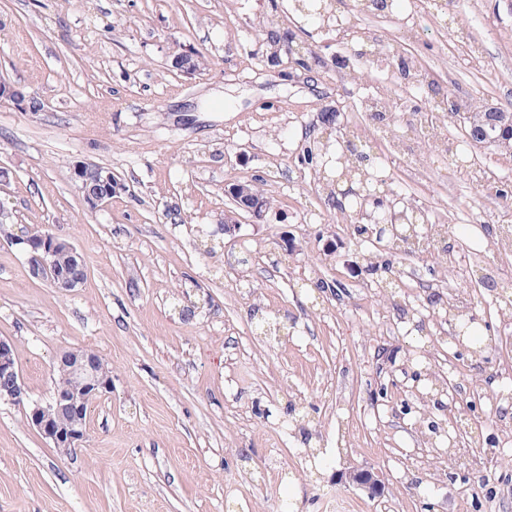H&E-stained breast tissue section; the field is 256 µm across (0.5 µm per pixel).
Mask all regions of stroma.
Here are the masks:
<instances>
[{"instance_id": "1", "label": "stroma", "mask_w": 512, "mask_h": 512, "mask_svg": "<svg viewBox=\"0 0 512 512\" xmlns=\"http://www.w3.org/2000/svg\"><path fill=\"white\" fill-rule=\"evenodd\" d=\"M334 2L415 56L434 93L299 23L291 0H0V75L45 104L0 102V339L33 402L49 399L63 351L94 349L112 375L68 456L0 402V512H324L333 494L355 512H512V446L495 443L507 420L487 401L512 373L495 305L512 298V269L495 273L512 153L468 144L453 118L447 152L410 134L374 147L394 191L474 253L469 275L407 248L370 264L354 214L303 160L329 108L342 143L372 147L360 98L381 86L402 124L443 99L512 112V0H423L413 41L402 11ZM287 36L307 68L270 60V39ZM186 50L205 59L192 74L172 66ZM411 156L428 182L402 167ZM79 162L120 182L101 209L75 186ZM247 181L272 200L262 218L229 194ZM37 227L78 249L74 292L31 276L17 239ZM466 295L480 357L447 340L448 301ZM417 308L435 313L432 334L415 332ZM437 365L458 389L420 403L415 377ZM433 422L456 432V467H425ZM350 465L379 472L384 495L343 479Z\"/></svg>"}]
</instances>
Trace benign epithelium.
<instances>
[{"instance_id": "benign-epithelium-1", "label": "benign epithelium", "mask_w": 512, "mask_h": 512, "mask_svg": "<svg viewBox=\"0 0 512 512\" xmlns=\"http://www.w3.org/2000/svg\"><path fill=\"white\" fill-rule=\"evenodd\" d=\"M0 100L10 102L25 112H38L36 96L24 92L19 86L0 78ZM468 141L476 146H494L512 150V113L484 105L470 107L463 113ZM90 164L81 162L74 167V181L84 201L92 209L106 205L112 195V178L106 177L98 184L88 186ZM238 206L255 218L263 216L265 208L256 202L254 186L237 183L229 188ZM401 201L398 196L385 199L384 194L367 193L358 201V217L372 225L366 228L365 240L375 244L383 240L385 233L402 237L397 223L405 219L404 212L397 210ZM23 244L29 270L40 279L49 281L61 292L75 290L83 281L79 273L82 264L80 253L68 240L52 233L38 239H19ZM66 253L70 268L58 264V257ZM59 372L68 380L62 389H54L49 401L30 407L27 421L59 451L68 454L81 447L88 438L86 414L89 401L102 395L111 387V375L102 358L88 349L64 351L57 360ZM23 406L28 397L19 375L12 345L0 340V400Z\"/></svg>"}]
</instances>
